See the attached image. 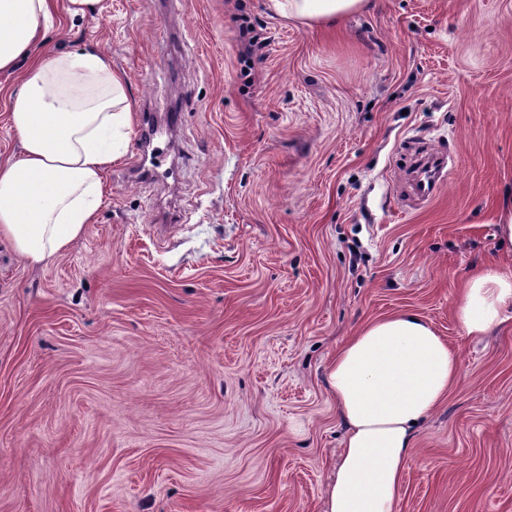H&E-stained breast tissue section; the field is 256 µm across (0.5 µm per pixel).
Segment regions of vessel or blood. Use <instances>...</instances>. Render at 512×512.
<instances>
[{"instance_id":"b4317fda","label":"vessel or blood","mask_w":512,"mask_h":512,"mask_svg":"<svg viewBox=\"0 0 512 512\" xmlns=\"http://www.w3.org/2000/svg\"><path fill=\"white\" fill-rule=\"evenodd\" d=\"M159 133V127L147 126L136 161L139 174L149 179L158 175L156 165L149 162V149ZM403 151L406 163L396 181V189L401 193L400 204L407 207L414 202L431 201L445 184L449 152L435 144L416 140L406 141Z\"/></svg>"}]
</instances>
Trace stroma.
Instances as JSON below:
<instances>
[{
	"label": "stroma",
	"instance_id": "stroma-1",
	"mask_svg": "<svg viewBox=\"0 0 512 512\" xmlns=\"http://www.w3.org/2000/svg\"><path fill=\"white\" fill-rule=\"evenodd\" d=\"M89 50L124 74L134 134L64 251L33 265L0 238V512H323L345 434L326 368L397 311L459 377L394 512H512V318L474 337L458 317L468 277L512 274V0H372L333 27L270 0H100L40 47ZM148 116L170 128L155 180L131 174ZM410 138L455 164L405 211ZM497 224V237L500 242L508 247L512 252V190L511 199H507L499 211L496 222Z\"/></svg>",
	"mask_w": 512,
	"mask_h": 512
}]
</instances>
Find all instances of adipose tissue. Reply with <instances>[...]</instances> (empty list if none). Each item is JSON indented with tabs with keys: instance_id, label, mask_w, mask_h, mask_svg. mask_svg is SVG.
<instances>
[{
	"instance_id": "obj_1",
	"label": "adipose tissue",
	"mask_w": 512,
	"mask_h": 512,
	"mask_svg": "<svg viewBox=\"0 0 512 512\" xmlns=\"http://www.w3.org/2000/svg\"><path fill=\"white\" fill-rule=\"evenodd\" d=\"M306 25L362 10L367 0H272ZM55 0H0V71L27 69L11 95L18 156L0 160V237L39 264L95 223L106 175L131 140L133 111L125 77L98 53L39 54L61 26ZM512 306V276L490 267L466 281L459 317L468 334L501 325ZM458 355L415 313L362 327L327 368L346 431L324 512H393L413 457L417 424L455 385Z\"/></svg>"
}]
</instances>
